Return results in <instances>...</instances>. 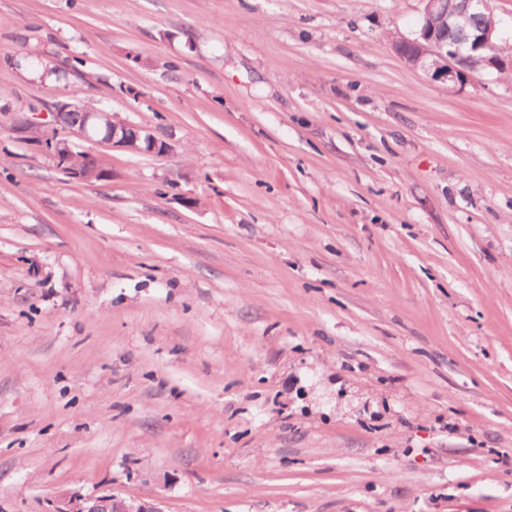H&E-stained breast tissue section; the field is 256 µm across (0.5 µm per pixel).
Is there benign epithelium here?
I'll list each match as a JSON object with an SVG mask.
<instances>
[{
  "mask_svg": "<svg viewBox=\"0 0 512 512\" xmlns=\"http://www.w3.org/2000/svg\"><path fill=\"white\" fill-rule=\"evenodd\" d=\"M424 7L419 29L412 37L400 36L392 41L395 52L409 66L424 71L433 79L463 83L480 67L498 60L497 27L475 25L470 19L489 9L488 0H422ZM53 128L64 137L51 142V155L58 166L70 169L73 140H96L132 152H141L140 142H159L144 129L113 120L106 110L90 111L80 103H60L52 112ZM91 498L59 501L51 512H90ZM106 503L112 512H162L150 503L128 501L114 494Z\"/></svg>",
  "mask_w": 512,
  "mask_h": 512,
  "instance_id": "7a95c632",
  "label": "benign epithelium"
}]
</instances>
